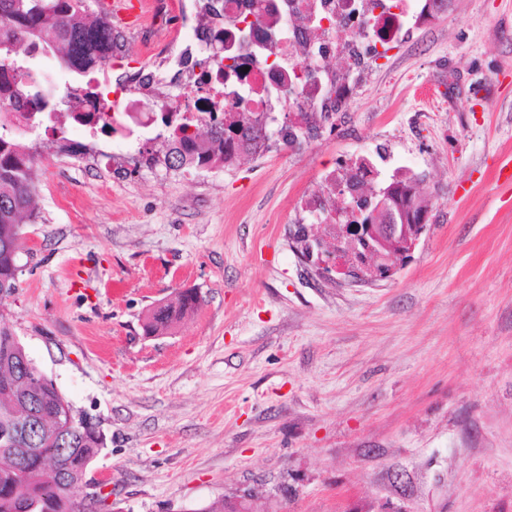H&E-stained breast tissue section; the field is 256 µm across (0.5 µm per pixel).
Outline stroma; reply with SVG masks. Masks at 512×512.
Instances as JSON below:
<instances>
[{
    "label": "stroma",
    "instance_id": "stroma-1",
    "mask_svg": "<svg viewBox=\"0 0 512 512\" xmlns=\"http://www.w3.org/2000/svg\"><path fill=\"white\" fill-rule=\"evenodd\" d=\"M512 0H451L332 133L186 174L41 136L10 329L104 433L112 512H512ZM383 144L430 199L386 280L326 276L293 199ZM83 273L81 291L70 271ZM201 305L157 337L148 311ZM199 305L200 297L192 288L180 291L174 300L154 305L143 322L144 335H162L175 320L197 311Z\"/></svg>",
    "mask_w": 512,
    "mask_h": 512
}]
</instances>
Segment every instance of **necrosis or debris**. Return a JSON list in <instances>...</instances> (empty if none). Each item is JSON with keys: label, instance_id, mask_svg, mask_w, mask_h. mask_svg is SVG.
Here are the masks:
<instances>
[{"label": "necrosis or debris", "instance_id": "obj_1", "mask_svg": "<svg viewBox=\"0 0 512 512\" xmlns=\"http://www.w3.org/2000/svg\"><path fill=\"white\" fill-rule=\"evenodd\" d=\"M174 9L189 36L176 51L155 47L151 63L121 72L98 109L121 130L168 116L171 134L245 116L287 148L321 135L337 106L352 102L366 60L401 43L423 17L422 0H177ZM401 175L383 174L372 153L325 169L320 191L297 201L298 239L325 257L341 211Z\"/></svg>", "mask_w": 512, "mask_h": 512}]
</instances>
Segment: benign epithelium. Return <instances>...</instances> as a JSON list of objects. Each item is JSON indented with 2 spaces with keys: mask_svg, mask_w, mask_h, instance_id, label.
I'll list each match as a JSON object with an SVG mask.
<instances>
[{
  "mask_svg": "<svg viewBox=\"0 0 512 512\" xmlns=\"http://www.w3.org/2000/svg\"><path fill=\"white\" fill-rule=\"evenodd\" d=\"M342 234L347 248L366 245L365 253L351 257L363 278L384 280L410 253L426 227L428 214L416 207L412 191L395 195L386 190L371 204L347 214ZM97 496L86 487L72 498L73 512H95Z\"/></svg>",
  "mask_w": 512,
  "mask_h": 512,
  "instance_id": "obj_1",
  "label": "benign epithelium"
}]
</instances>
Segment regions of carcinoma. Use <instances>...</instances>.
Wrapping results in <instances>:
<instances>
[{"instance_id":"obj_1","label":"carcinoma","mask_w":512,"mask_h":512,"mask_svg":"<svg viewBox=\"0 0 512 512\" xmlns=\"http://www.w3.org/2000/svg\"><path fill=\"white\" fill-rule=\"evenodd\" d=\"M99 0H0V298L18 288L20 257L18 226L35 218L38 182L35 153L23 134L5 131L10 107L25 104L28 133L42 128L62 130L59 117L67 115L96 132L114 131L112 116L75 112L73 106L45 95L35 79L36 56L52 54L60 73L77 83L88 100L103 96L97 75L112 62L114 26L107 14L92 6ZM231 131L245 142L265 139L254 124L224 127L214 121L204 134L174 140L165 153L182 168L192 160L198 169L228 162L224 144ZM200 297L192 288L175 299L152 307L143 322L146 336H158L183 316L198 310ZM34 364L13 333L0 328V428L6 424H39L20 440L26 453L0 447V512H71V499L90 481L91 466L103 444L78 423L73 406L49 379L39 382ZM192 512H249L232 501H214Z\"/></svg>"}]
</instances>
